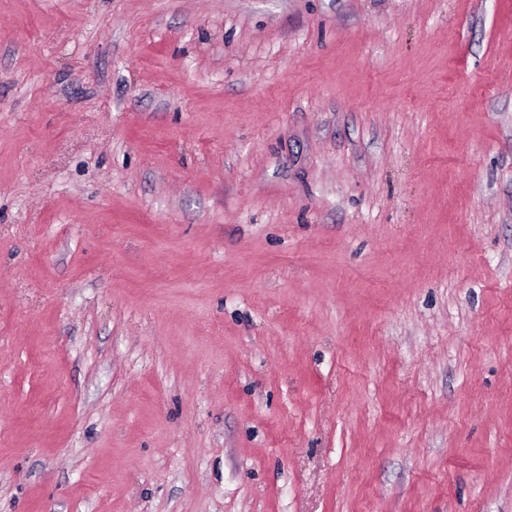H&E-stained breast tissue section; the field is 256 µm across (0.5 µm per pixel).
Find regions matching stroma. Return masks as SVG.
Masks as SVG:
<instances>
[{
  "instance_id": "1",
  "label": "stroma",
  "mask_w": 512,
  "mask_h": 512,
  "mask_svg": "<svg viewBox=\"0 0 512 512\" xmlns=\"http://www.w3.org/2000/svg\"><path fill=\"white\" fill-rule=\"evenodd\" d=\"M0 512H512V0H0Z\"/></svg>"
}]
</instances>
